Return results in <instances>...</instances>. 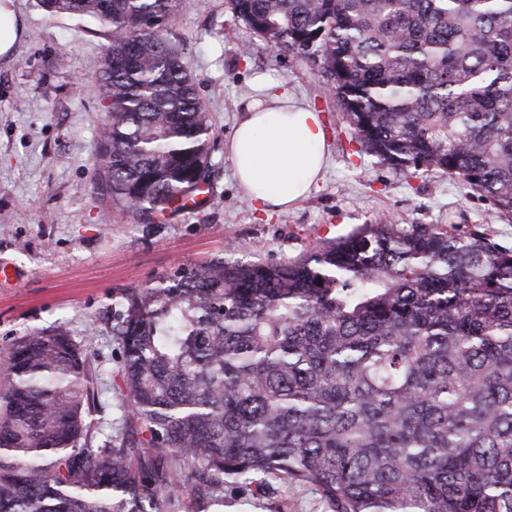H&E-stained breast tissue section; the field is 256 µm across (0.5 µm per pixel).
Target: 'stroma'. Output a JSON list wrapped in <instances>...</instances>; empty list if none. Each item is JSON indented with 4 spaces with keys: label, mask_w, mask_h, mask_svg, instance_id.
<instances>
[{
    "label": "stroma",
    "mask_w": 512,
    "mask_h": 512,
    "mask_svg": "<svg viewBox=\"0 0 512 512\" xmlns=\"http://www.w3.org/2000/svg\"><path fill=\"white\" fill-rule=\"evenodd\" d=\"M25 31L0 58V348L31 330L66 331L90 359L98 404L94 445L134 426L117 398L121 349L113 313L128 288L154 285L179 268L221 256L279 262L378 219L457 224L512 249V222L480 193L438 171L405 176L358 151L316 66L277 50L233 13L229 0H190L168 24L198 83L212 125L210 201L142 224L102 191L95 167L106 102L99 78L106 28L13 0ZM285 84L322 112L329 160L315 192L268 215L243 199L224 154L258 80ZM267 492L225 480L224 512H326L318 494L271 477Z\"/></svg>",
    "instance_id": "stroma-1"
}]
</instances>
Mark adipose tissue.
<instances>
[{
    "label": "adipose tissue",
    "mask_w": 512,
    "mask_h": 512,
    "mask_svg": "<svg viewBox=\"0 0 512 512\" xmlns=\"http://www.w3.org/2000/svg\"><path fill=\"white\" fill-rule=\"evenodd\" d=\"M224 144L246 201L265 212L288 210L317 186L327 164L323 116L287 89L262 84Z\"/></svg>",
    "instance_id": "ef3b65f1"
}]
</instances>
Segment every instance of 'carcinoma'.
Returning a JSON list of instances; mask_svg holds the SVG:
<instances>
[{
	"mask_svg": "<svg viewBox=\"0 0 512 512\" xmlns=\"http://www.w3.org/2000/svg\"><path fill=\"white\" fill-rule=\"evenodd\" d=\"M109 30L95 165L130 219L188 208L212 126L167 24L188 0H38ZM319 69L362 150L458 178L512 217V0H230ZM118 398L94 447L85 352L0 350V512H219L224 479L327 512H512V249L455 224H366L300 258H213L122 295Z\"/></svg>",
	"mask_w": 512,
	"mask_h": 512,
	"instance_id": "cac0c4a2",
	"label": "carcinoma"
}]
</instances>
